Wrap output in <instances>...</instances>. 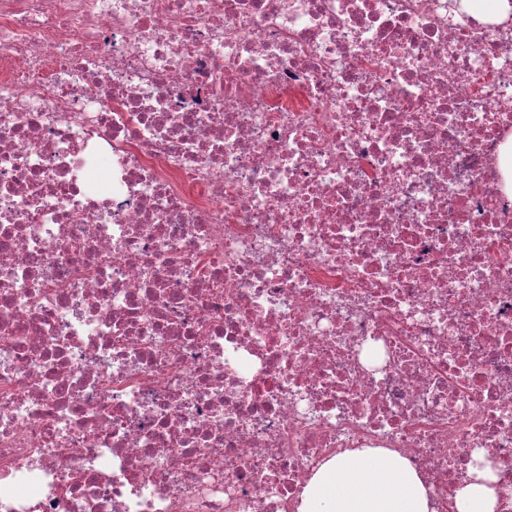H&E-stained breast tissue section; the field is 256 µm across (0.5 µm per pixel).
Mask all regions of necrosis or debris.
Masks as SVG:
<instances>
[{
	"label": "necrosis or debris",
	"instance_id": "4bbe7bcc",
	"mask_svg": "<svg viewBox=\"0 0 512 512\" xmlns=\"http://www.w3.org/2000/svg\"><path fill=\"white\" fill-rule=\"evenodd\" d=\"M510 144L512 0H0V512H512ZM419 475L397 453L365 449L327 462L303 492L299 512H428ZM475 477L456 497L455 512H494L497 477L490 468L474 470Z\"/></svg>",
	"mask_w": 512,
	"mask_h": 512
}]
</instances>
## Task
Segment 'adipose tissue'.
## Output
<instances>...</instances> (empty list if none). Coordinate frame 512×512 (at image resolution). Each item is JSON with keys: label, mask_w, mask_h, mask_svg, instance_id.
<instances>
[{"label": "adipose tissue", "mask_w": 512, "mask_h": 512, "mask_svg": "<svg viewBox=\"0 0 512 512\" xmlns=\"http://www.w3.org/2000/svg\"><path fill=\"white\" fill-rule=\"evenodd\" d=\"M497 478L477 470L456 497L455 512H494ZM299 512H428L419 475L397 453L365 449L327 462L303 492Z\"/></svg>", "instance_id": "adipose-tissue-1"}]
</instances>
